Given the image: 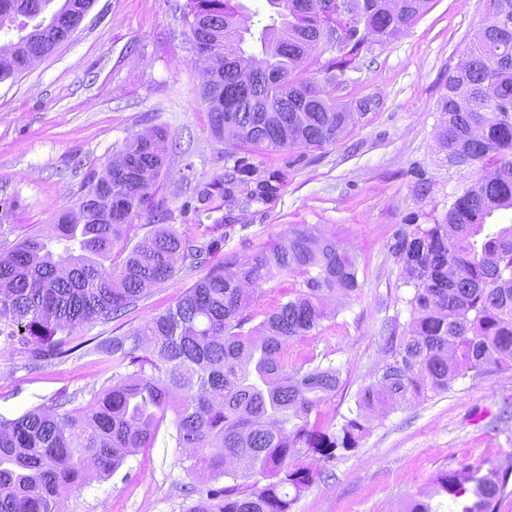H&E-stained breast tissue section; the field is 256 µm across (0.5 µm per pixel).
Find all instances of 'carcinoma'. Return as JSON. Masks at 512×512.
I'll use <instances>...</instances> for the list:
<instances>
[{
	"instance_id": "carcinoma-1",
	"label": "carcinoma",
	"mask_w": 512,
	"mask_h": 512,
	"mask_svg": "<svg viewBox=\"0 0 512 512\" xmlns=\"http://www.w3.org/2000/svg\"><path fill=\"white\" fill-rule=\"evenodd\" d=\"M430 0H267L269 23L251 31L242 0H184L182 25L207 70L200 97L212 135L234 160L224 174L196 188L200 210L218 198L266 203L282 173L262 175L250 154H283L333 144L367 116L336 101L334 91L362 47L396 36ZM29 0H0V31H15L0 82L27 68L28 34L43 24H15ZM339 34V47L330 36ZM50 54L53 27L36 34ZM335 50L322 62L319 46ZM469 61L448 75L439 101L438 142L454 166L479 176L455 196L441 219L416 225L395 244L412 322L393 326L388 359L356 394V411L339 425L311 420L336 392L340 371L288 358V342L318 329L327 317L324 293H352L354 260L306 224H291L276 242L242 263L226 254L164 311L117 335L74 343L77 330L107 323L136 306L146 291L211 259L218 241L200 242L166 224L127 249L135 219L152 203L173 148L161 127L136 132L102 174L80 188L79 220L57 215L52 233L19 235L0 252V337L40 361L64 359L90 344L112 362V383L84 405L60 392L47 406L15 418L0 416V512H58L64 493L80 488L95 465L114 473L126 456L153 446L172 415L176 447L187 472L207 471L232 484L209 489L188 512H291L313 480L299 459L325 460L358 448L371 416L428 392L448 390L512 359V223L490 226L512 210V0H487L482 27L467 47ZM16 201H0V236L12 232ZM125 254L107 269L113 252ZM301 276L305 289L252 324L246 285ZM153 349L157 359L145 356ZM229 460L242 470L226 468ZM509 476L464 465L444 470L405 512H498Z\"/></svg>"
}]
</instances>
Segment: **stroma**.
<instances>
[{"instance_id": "1", "label": "stroma", "mask_w": 512, "mask_h": 512, "mask_svg": "<svg viewBox=\"0 0 512 512\" xmlns=\"http://www.w3.org/2000/svg\"><path fill=\"white\" fill-rule=\"evenodd\" d=\"M172 2L94 0L68 41L0 82V199L18 201L15 234L47 231L126 137L166 126L177 148L156 200L169 210L171 225L221 239V252L244 262L289 225L306 224L354 259L357 290L325 294L327 319L288 344L293 360L313 354L340 369L342 384L319 413L321 421L341 423L386 359L389 325L411 323L412 289L394 249L398 235L432 223L473 179L438 147V103L484 22L486 0H430L408 29L362 53L335 92L343 103L376 98L375 111L300 161L249 156L258 171L282 169L278 197L265 204L241 199L203 219L185 204L196 186L223 174L224 145L210 133L196 52ZM207 272L178 267L134 308L83 329L77 340L140 325ZM112 375L111 364L83 348L33 369L27 354L0 340V414H21L61 391L87 403ZM509 400L512 363L395 405L354 451L330 461L304 458L314 480L292 512H403L440 471L465 464L512 471V418L502 414ZM182 455L171 424L163 423L153 447L128 455L111 475L91 474L61 505L65 512H188L193 500L185 486L204 491L219 482L206 471L188 475Z\"/></svg>"}]
</instances>
